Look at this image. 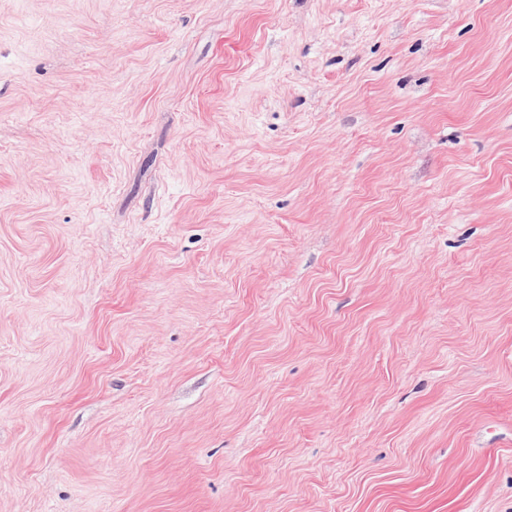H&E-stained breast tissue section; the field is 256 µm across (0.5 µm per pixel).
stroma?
Listing matches in <instances>:
<instances>
[{
    "label": "stroma",
    "instance_id": "1",
    "mask_svg": "<svg viewBox=\"0 0 512 512\" xmlns=\"http://www.w3.org/2000/svg\"><path fill=\"white\" fill-rule=\"evenodd\" d=\"M0 512H512V0H0Z\"/></svg>",
    "mask_w": 512,
    "mask_h": 512
}]
</instances>
